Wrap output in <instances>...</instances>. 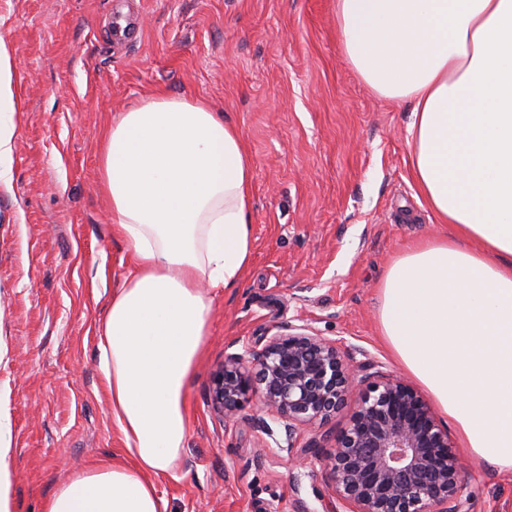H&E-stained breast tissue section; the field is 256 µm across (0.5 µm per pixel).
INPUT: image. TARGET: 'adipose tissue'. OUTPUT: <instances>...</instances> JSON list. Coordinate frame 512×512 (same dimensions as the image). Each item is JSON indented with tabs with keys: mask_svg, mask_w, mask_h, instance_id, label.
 Here are the masks:
<instances>
[{
	"mask_svg": "<svg viewBox=\"0 0 512 512\" xmlns=\"http://www.w3.org/2000/svg\"><path fill=\"white\" fill-rule=\"evenodd\" d=\"M351 66L412 104L413 177L450 231L410 249L379 289L381 334L478 461L512 472V0H335ZM112 233L132 271L100 327L127 454L74 473L42 512H166L155 477L188 433L187 384L208 334L204 287L253 255L254 161L203 101L155 94L100 151Z\"/></svg>",
	"mask_w": 512,
	"mask_h": 512,
	"instance_id": "1",
	"label": "adipose tissue"
}]
</instances>
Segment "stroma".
I'll list each match as a JSON object with an SVG mask.
<instances>
[{"label":"stroma","instance_id":"1","mask_svg":"<svg viewBox=\"0 0 512 512\" xmlns=\"http://www.w3.org/2000/svg\"><path fill=\"white\" fill-rule=\"evenodd\" d=\"M110 0H0L13 57L9 178L0 181V417L13 512H42L70 475L125 453L101 371L99 326L130 270L100 188L118 113L164 91L208 102L254 159L253 258L215 293L187 387L189 433L155 478L167 512H324L318 454L296 468L283 431L224 429L211 408L225 349L310 325L353 365L404 376L378 288L407 247L444 234L414 180L411 107L376 95L336 37L334 0H126L137 32L106 44ZM473 512H512V473L460 449Z\"/></svg>","mask_w":512,"mask_h":512}]
</instances>
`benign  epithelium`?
<instances>
[{
	"instance_id": "7a95c632",
	"label": "benign epithelium",
	"mask_w": 512,
	"mask_h": 512,
	"mask_svg": "<svg viewBox=\"0 0 512 512\" xmlns=\"http://www.w3.org/2000/svg\"><path fill=\"white\" fill-rule=\"evenodd\" d=\"M358 377L336 344L308 325H289L260 350L229 353L211 376L212 408L224 428L249 425L297 447L296 429L336 413L351 394L356 407L322 457L334 498L347 512H470L466 469L423 396L367 362ZM258 404L260 416L243 411Z\"/></svg>"
}]
</instances>
